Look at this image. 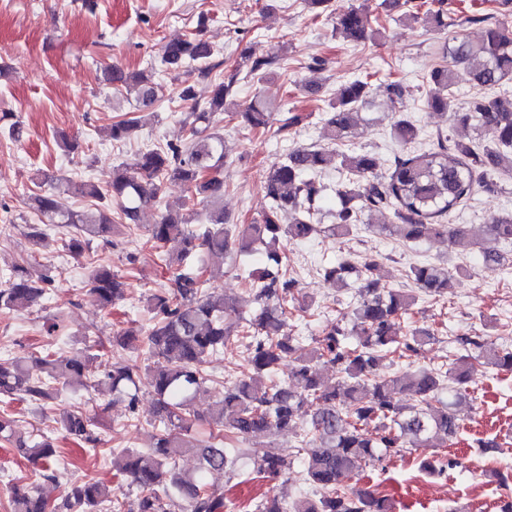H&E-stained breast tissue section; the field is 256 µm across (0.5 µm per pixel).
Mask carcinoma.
<instances>
[{"label": "carcinoma", "instance_id": "1", "mask_svg": "<svg viewBox=\"0 0 512 512\" xmlns=\"http://www.w3.org/2000/svg\"><path fill=\"white\" fill-rule=\"evenodd\" d=\"M436 2L439 8H429L422 16L417 14L421 6L415 5L410 17L435 31H445L448 12L444 0ZM332 19L335 29L353 41H363L375 32L370 16L356 9L336 13ZM467 21L486 24L482 39L477 43L452 39L447 48L449 62L431 68L426 75V83L432 86L426 105L434 112L448 111L449 91L463 80L486 89L487 93L473 98L467 110L458 113V121L493 128L496 142L492 145L481 148L439 134L427 149L394 155L385 176L378 174L377 158L369 152L293 148L265 173L270 207L262 220L232 228L226 224L223 207L224 136L216 130L232 84L219 81L213 83L204 102L197 99L192 85L177 90L178 99L190 104L182 141L136 152L131 160L112 168L104 186L81 177L66 181L54 192L30 197V207L39 215V223L28 225L30 242L40 246L48 231L64 229L63 247L80 257L89 253L94 238L110 229L112 206H117L120 223L136 226L143 210L160 206L159 192L165 180L177 179L186 189L181 209L164 207L148 229V241L163 257L172 283L149 298L155 322L143 339L150 360L146 371L156 396L157 434L153 447L136 452L124 449L113 459L117 474L140 488L139 496L126 504L109 497L105 485L86 480L68 484L61 501L55 503L42 497L34 485L16 482L8 489L10 512H170L176 500L180 512H224V494L208 481L210 474L232 464L222 441L231 435L246 439L261 433L293 437L307 450L302 472L311 492L288 502L266 496L255 504L254 512H392L390 499L382 492L370 488L342 491L340 477L360 471L367 462H383L400 448H421L435 435L454 439L461 429L456 407L465 401L473 372L488 363L512 372V350L485 336H461L457 342L465 354L448 369L399 374L396 368L412 366L434 335L427 328H415L408 335L396 331L395 320L408 313L415 297L410 289L384 283L378 273L380 263L374 258L343 259L319 268L323 280L334 284L355 276L356 303L351 312L327 324L308 349L293 334L291 321L295 310L305 312L310 305L298 303V280L282 271L288 257L280 243L302 240L316 231L327 190L320 176L333 162L344 175L334 189L339 206L329 210L334 233L348 235L359 229L365 213L391 208L397 231L409 242L446 236L453 245H471L464 229L439 219L466 203L476 190L485 194L501 191L491 170L512 168V91L502 88L504 81H512V31L483 16L473 15ZM213 54L211 44L191 34L166 43L160 64L170 72L199 63L198 76L205 80L212 77L213 67L207 61ZM272 63L270 58L248 53L241 57L239 67L256 76ZM105 81L120 93H135L144 107L157 101L158 85L151 73L112 65ZM369 88L367 80L351 78L332 90L325 118L332 138H346L356 125L360 110L369 103ZM270 104L268 96L256 95L240 115L249 126L264 127ZM139 123L138 117L114 120L107 127L109 138L124 143ZM392 134L407 145L417 138L418 128L400 116ZM70 189L91 202V209L62 208L57 191ZM201 209L206 226L194 230L191 224ZM285 212L291 216L287 224L281 222ZM487 232L498 242L512 244V216L491 217ZM259 245L264 248V266L252 272L249 283L258 310L248 319L237 302L206 292L207 277L215 268L204 262L183 268L184 261L202 252L218 258L251 256ZM407 279L434 298L445 296L455 283L448 268L429 262L411 266ZM49 283L45 276L32 279L20 264L13 266L0 281V311L33 305ZM87 285L104 308L124 297L120 277L92 256ZM134 335L133 330H116L109 343L133 349ZM232 341L245 345L247 368L224 383V397L210 407L206 418L209 438L199 440L192 436L198 416L191 411L190 401L211 381L210 360L224 353ZM87 361V355L80 358L59 351L45 353L33 365L20 356L0 359V396L19 395L43 405L68 387L105 388L125 395L129 409H134L139 391L137 363L117 361L99 378L88 370ZM285 361L288 376L280 379L277 372ZM323 365L334 367L339 377L321 378ZM398 394L412 397L415 404L404 407L396 399ZM306 407L310 420L302 426L298 418ZM97 424L93 415L70 412L63 416L62 430L95 451L101 443ZM0 437L15 439V446L39 467V478L56 480L52 442L31 444L15 437L13 420L2 415ZM186 452L196 455L198 465L182 472L177 460ZM254 470L263 478L288 480L294 474V463L270 453L254 464Z\"/></svg>", "mask_w": 512, "mask_h": 512}]
</instances>
